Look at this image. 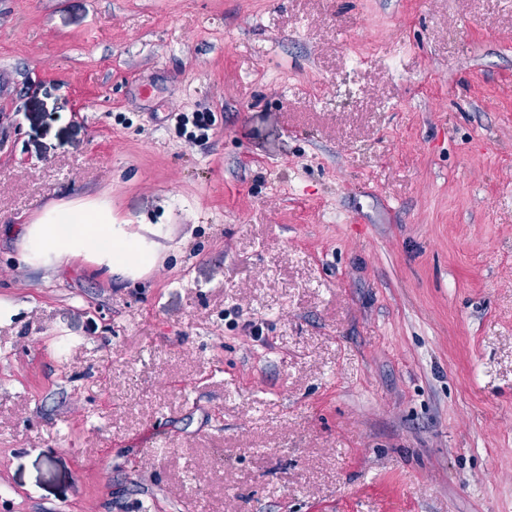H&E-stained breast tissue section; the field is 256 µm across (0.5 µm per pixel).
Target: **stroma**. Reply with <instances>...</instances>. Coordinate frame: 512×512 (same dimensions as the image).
Returning <instances> with one entry per match:
<instances>
[{"mask_svg":"<svg viewBox=\"0 0 512 512\" xmlns=\"http://www.w3.org/2000/svg\"><path fill=\"white\" fill-rule=\"evenodd\" d=\"M4 74L0 512H512V0H0ZM78 202L156 267L23 264Z\"/></svg>","mask_w":512,"mask_h":512,"instance_id":"obj_1","label":"stroma"}]
</instances>
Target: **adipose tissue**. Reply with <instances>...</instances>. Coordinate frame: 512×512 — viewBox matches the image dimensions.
<instances>
[{"label":"adipose tissue","mask_w":512,"mask_h":512,"mask_svg":"<svg viewBox=\"0 0 512 512\" xmlns=\"http://www.w3.org/2000/svg\"><path fill=\"white\" fill-rule=\"evenodd\" d=\"M78 257L120 275L149 271L157 262L140 238L113 223L107 208L61 206L26 226L23 263L54 270Z\"/></svg>","instance_id":"adipose-tissue-1"}]
</instances>
